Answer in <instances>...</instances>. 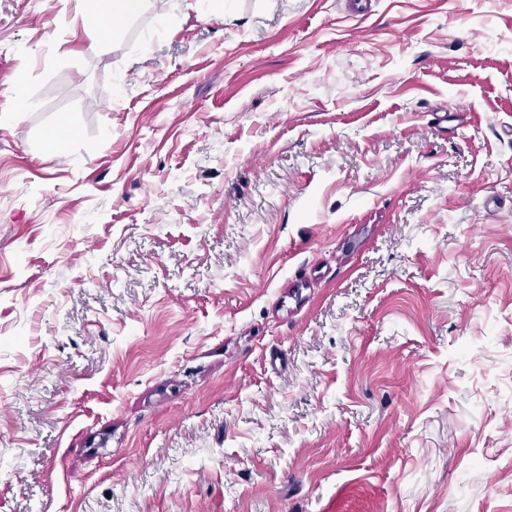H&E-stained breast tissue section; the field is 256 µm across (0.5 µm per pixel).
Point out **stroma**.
Instances as JSON below:
<instances>
[{
	"instance_id": "stroma-1",
	"label": "stroma",
	"mask_w": 512,
	"mask_h": 512,
	"mask_svg": "<svg viewBox=\"0 0 512 512\" xmlns=\"http://www.w3.org/2000/svg\"><path fill=\"white\" fill-rule=\"evenodd\" d=\"M347 2L0 0V512H512V0ZM89 3L93 23L106 37L123 27L143 10L145 0H92Z\"/></svg>"
}]
</instances>
